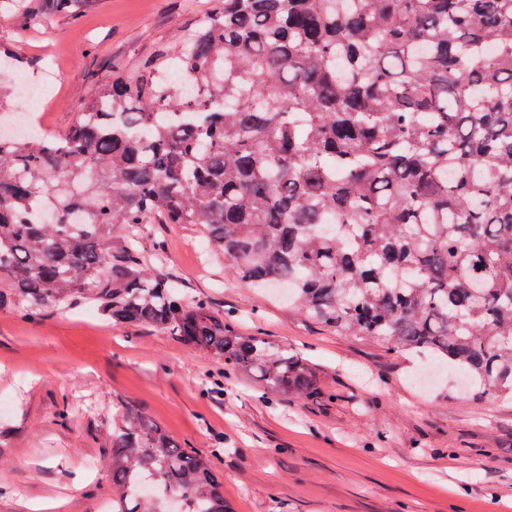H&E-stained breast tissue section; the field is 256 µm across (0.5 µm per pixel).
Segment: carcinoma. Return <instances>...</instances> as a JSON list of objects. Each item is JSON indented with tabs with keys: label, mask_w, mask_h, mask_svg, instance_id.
<instances>
[{
	"label": "carcinoma",
	"mask_w": 512,
	"mask_h": 512,
	"mask_svg": "<svg viewBox=\"0 0 512 512\" xmlns=\"http://www.w3.org/2000/svg\"><path fill=\"white\" fill-rule=\"evenodd\" d=\"M39 2L74 23L97 0ZM21 63L0 44V107ZM150 70L97 88L62 134L0 137V309L83 299L209 356L207 395L248 376L262 401L325 398L307 358L170 268L148 225L188 224L324 328L512 400V0H210ZM62 167L58 215L32 221ZM111 436L112 512H234L210 457L142 412Z\"/></svg>",
	"instance_id": "cac0c4a2"
}]
</instances>
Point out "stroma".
I'll return each mask as SVG.
<instances>
[{
	"label": "stroma",
	"instance_id": "obj_1",
	"mask_svg": "<svg viewBox=\"0 0 512 512\" xmlns=\"http://www.w3.org/2000/svg\"><path fill=\"white\" fill-rule=\"evenodd\" d=\"M208 5L101 0L75 24L0 13V36L41 73H62L33 105L57 134L113 72L177 51ZM153 232L172 269L236 311L244 332L304 352L329 398L263 404L246 379L204 396L213 363L175 337L103 324L79 303L33 321L0 311V427L16 436L0 455V512H98L110 490L103 434L127 407L212 454L234 512H512L511 402L459 392L454 371L331 333L232 273L212 277L199 232ZM64 404L71 418L60 426Z\"/></svg>",
	"mask_w": 512,
	"mask_h": 512
}]
</instances>
